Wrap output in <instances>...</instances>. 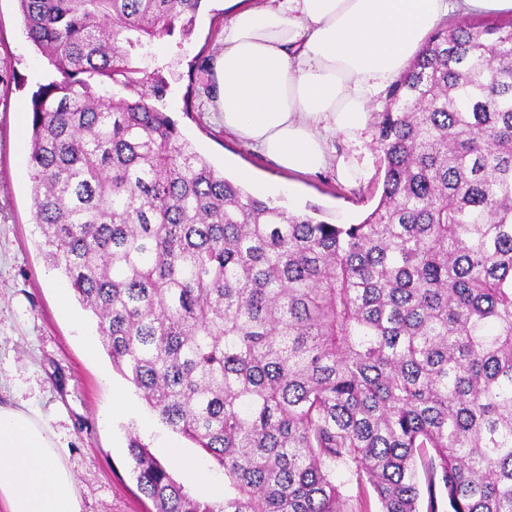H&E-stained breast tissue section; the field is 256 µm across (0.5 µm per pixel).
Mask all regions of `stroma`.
<instances>
[{
    "instance_id": "obj_1",
    "label": "stroma",
    "mask_w": 512,
    "mask_h": 512,
    "mask_svg": "<svg viewBox=\"0 0 512 512\" xmlns=\"http://www.w3.org/2000/svg\"><path fill=\"white\" fill-rule=\"evenodd\" d=\"M231 15L227 0H207L189 34L174 32L150 49L151 65L162 67L168 92L158 107L176 121L181 133L203 157L229 179L250 168L272 185L292 186V193L272 194V201L301 214L316 212L332 224L361 221L378 203L384 164L376 149L377 98L357 139L336 135V158L353 171L345 180L336 167L318 173L281 170L224 132L209 100L190 91L189 66L212 62L220 51L219 31ZM16 78L0 93V404L40 412L63 447L82 512H154L139 490L127 450L129 433L155 446L165 438L202 464L216 480L224 471L181 434L164 426L135 387L112 365L105 350L87 356L86 337L96 324L76 301L60 270L38 249L40 229L33 220L30 183L25 175L30 136L31 96L53 70L27 40L17 0H0V71ZM69 314H62V305ZM125 388L134 406L118 415L115 388Z\"/></svg>"
}]
</instances>
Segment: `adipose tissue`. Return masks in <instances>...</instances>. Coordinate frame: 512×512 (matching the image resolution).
I'll use <instances>...</instances> for the list:
<instances>
[{"label": "adipose tissue", "instance_id": "ef3b65f1", "mask_svg": "<svg viewBox=\"0 0 512 512\" xmlns=\"http://www.w3.org/2000/svg\"><path fill=\"white\" fill-rule=\"evenodd\" d=\"M511 13L512 0H247L224 24L213 109L225 131L295 173L344 162L333 133L361 132L379 94L446 17ZM5 512H81L45 420L0 405Z\"/></svg>", "mask_w": 512, "mask_h": 512}]
</instances>
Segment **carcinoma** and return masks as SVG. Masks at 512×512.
<instances>
[{"instance_id":"cac0c4a2","label":"carcinoma","mask_w":512,"mask_h":512,"mask_svg":"<svg viewBox=\"0 0 512 512\" xmlns=\"http://www.w3.org/2000/svg\"><path fill=\"white\" fill-rule=\"evenodd\" d=\"M18 3L57 73L31 105L40 251L224 468L199 501L129 434L156 512H369L353 483L379 512H512V30L429 36L379 113L377 206L330 224L224 177L154 105L143 60L202 0Z\"/></svg>"}]
</instances>
